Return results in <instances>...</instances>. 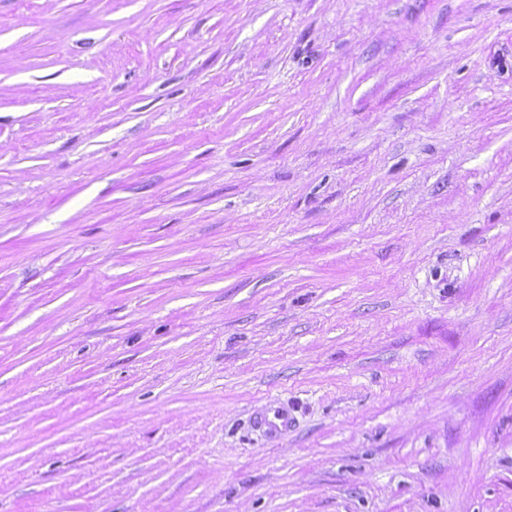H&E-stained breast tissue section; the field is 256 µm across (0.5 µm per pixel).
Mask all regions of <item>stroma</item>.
I'll return each instance as SVG.
<instances>
[{
	"mask_svg": "<svg viewBox=\"0 0 512 512\" xmlns=\"http://www.w3.org/2000/svg\"><path fill=\"white\" fill-rule=\"evenodd\" d=\"M0 512H512V0H0ZM289 421L288 408L278 406L267 409L259 422L269 434L273 435L286 429Z\"/></svg>",
	"mask_w": 512,
	"mask_h": 512,
	"instance_id": "1",
	"label": "stroma"
}]
</instances>
